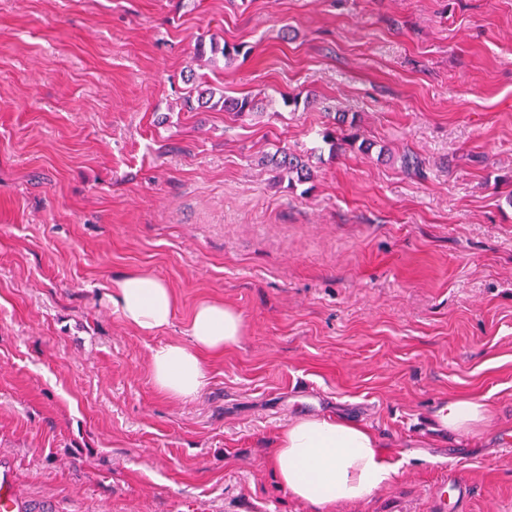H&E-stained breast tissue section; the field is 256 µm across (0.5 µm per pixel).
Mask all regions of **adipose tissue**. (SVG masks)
Here are the masks:
<instances>
[{
    "instance_id": "ef3b65f1",
    "label": "adipose tissue",
    "mask_w": 512,
    "mask_h": 512,
    "mask_svg": "<svg viewBox=\"0 0 512 512\" xmlns=\"http://www.w3.org/2000/svg\"><path fill=\"white\" fill-rule=\"evenodd\" d=\"M109 298L124 322L149 336L167 328L174 316V293L159 279L140 272L113 281ZM244 319L234 307L215 301L198 305L189 326V342L155 348L151 373L158 391L174 399H191L209 382L204 358L237 346ZM442 428L471 433L489 417L479 398L452 397L436 413ZM272 467L279 485L295 499L325 512L336 504L366 499L398 473L367 429L342 420L297 416L282 428Z\"/></svg>"
}]
</instances>
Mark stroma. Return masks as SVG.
<instances>
[{
	"label": "stroma",
	"instance_id": "obj_1",
	"mask_svg": "<svg viewBox=\"0 0 512 512\" xmlns=\"http://www.w3.org/2000/svg\"><path fill=\"white\" fill-rule=\"evenodd\" d=\"M279 147L310 182L277 180ZM130 271L175 294L156 335L108 299ZM211 300L244 336L167 398L151 351ZM451 396L489 423L439 428ZM297 415L399 466L334 512H436L451 474L466 512H512V0H0V457L22 497L318 512L269 463ZM262 162L278 173L279 180H283L286 175L288 186H292L294 182H308L313 176L308 159L284 148H277L274 153L266 155ZM471 485L458 477H448L436 487L434 500L439 510L448 509V497L453 499V509L457 512L464 510V504L471 494Z\"/></svg>",
	"mask_w": 512,
	"mask_h": 512
}]
</instances>
